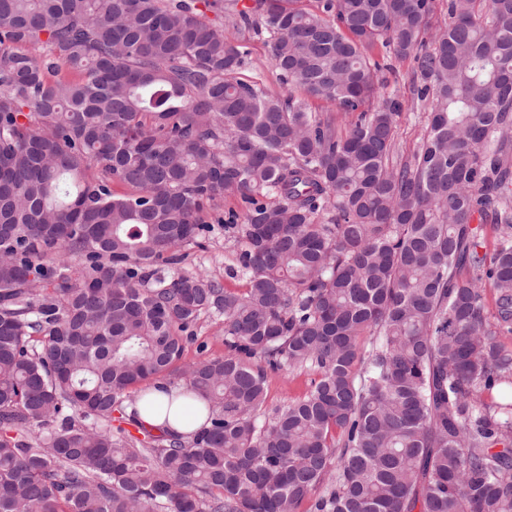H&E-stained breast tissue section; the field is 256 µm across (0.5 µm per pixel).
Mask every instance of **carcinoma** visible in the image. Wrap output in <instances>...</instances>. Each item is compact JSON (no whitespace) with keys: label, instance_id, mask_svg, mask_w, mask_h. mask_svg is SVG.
I'll use <instances>...</instances> for the list:
<instances>
[{"label":"carcinoma","instance_id":"cac0c4a2","mask_svg":"<svg viewBox=\"0 0 512 512\" xmlns=\"http://www.w3.org/2000/svg\"><path fill=\"white\" fill-rule=\"evenodd\" d=\"M235 15L300 96L224 0H0V512H512V0ZM378 47L430 102L409 159ZM228 195L243 292L184 268ZM205 315V426H112ZM283 369L317 379L269 407ZM233 18L230 13L224 14V29L228 33H234L244 50L247 51V69L243 72L247 76L260 75L267 84L280 94H288V86L282 85L277 79V71L270 58L269 49L262 39L254 36L247 30L237 31L233 29ZM193 330L195 339L186 345L178 366L224 355V322L222 318L203 316Z\"/></svg>","mask_w":512,"mask_h":512}]
</instances>
